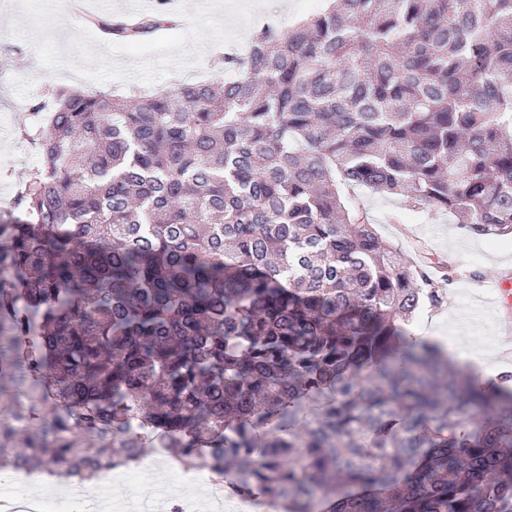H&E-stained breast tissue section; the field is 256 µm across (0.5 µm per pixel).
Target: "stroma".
<instances>
[{"label": "stroma", "instance_id": "35a3bbf8", "mask_svg": "<svg viewBox=\"0 0 512 512\" xmlns=\"http://www.w3.org/2000/svg\"><path fill=\"white\" fill-rule=\"evenodd\" d=\"M251 3L172 0L167 9L180 16V28L128 45L106 39L71 9L69 0H0V209L9 204L14 185L39 162L19 138L16 119L29 113L45 87L126 95L218 80L224 72L216 67V57L243 50L255 16L285 29L322 7L320 0H266L258 13ZM345 194L367 213L381 238L412 256L426 249L441 263L435 279L447 301L415 319L414 334L453 336L459 346L500 360L499 315L481 297L491 278L512 268V237L490 240L465 232L452 215L412 211L398 199L363 187L346 189ZM171 463L168 454L155 452L152 466L134 480L111 487L107 499L112 512H124L130 504L169 512L159 474Z\"/></svg>", "mask_w": 512, "mask_h": 512}]
</instances>
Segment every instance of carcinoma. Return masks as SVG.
<instances>
[{
    "instance_id": "cac0c4a2",
    "label": "carcinoma",
    "mask_w": 512,
    "mask_h": 512,
    "mask_svg": "<svg viewBox=\"0 0 512 512\" xmlns=\"http://www.w3.org/2000/svg\"><path fill=\"white\" fill-rule=\"evenodd\" d=\"M46 96L0 211V470L163 448L282 512H512V372L410 333L431 263L342 192L512 234V0H328L222 82Z\"/></svg>"
}]
</instances>
